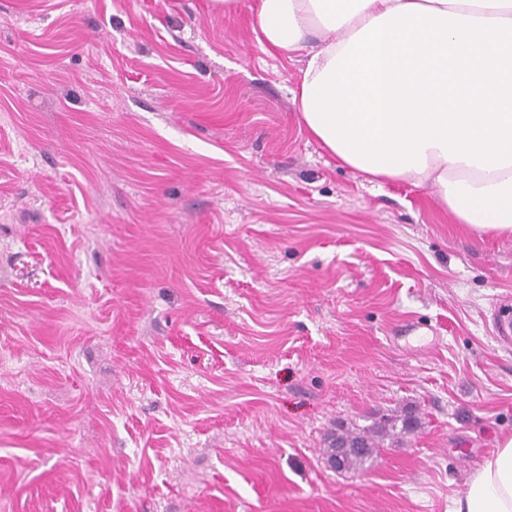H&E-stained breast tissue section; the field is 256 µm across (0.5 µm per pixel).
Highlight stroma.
<instances>
[{
  "label": "stroma",
  "instance_id": "1",
  "mask_svg": "<svg viewBox=\"0 0 512 512\" xmlns=\"http://www.w3.org/2000/svg\"><path fill=\"white\" fill-rule=\"evenodd\" d=\"M255 2L0 0V512H449L512 436V235L337 164ZM399 423L401 424L399 426ZM420 421L411 412L405 414H386L375 419L371 425L365 427L339 426L331 435V440H339L343 445H348L352 450L343 457L349 448H336L329 458V466L341 471L360 470L377 458L379 448H384L385 442L391 447L403 444L405 435L414 432L419 427Z\"/></svg>",
  "mask_w": 512,
  "mask_h": 512
}]
</instances>
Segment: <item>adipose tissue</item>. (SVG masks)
I'll return each instance as SVG.
<instances>
[{
    "mask_svg": "<svg viewBox=\"0 0 512 512\" xmlns=\"http://www.w3.org/2000/svg\"><path fill=\"white\" fill-rule=\"evenodd\" d=\"M256 18L271 54L320 35L297 109L340 164L433 187L458 223L512 234V0H258ZM452 512H512V437Z\"/></svg>",
    "mask_w": 512,
    "mask_h": 512,
    "instance_id": "ef3b65f1",
    "label": "adipose tissue"
}]
</instances>
